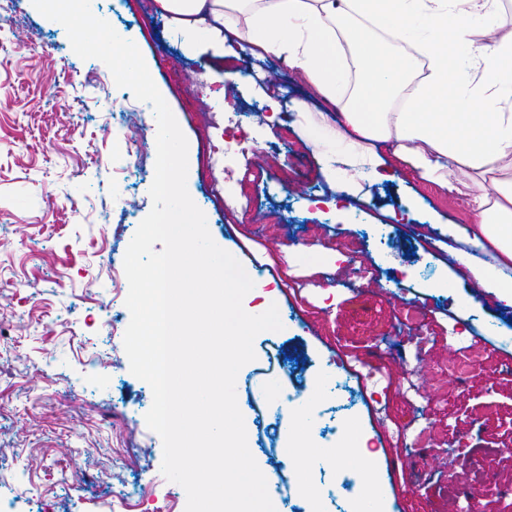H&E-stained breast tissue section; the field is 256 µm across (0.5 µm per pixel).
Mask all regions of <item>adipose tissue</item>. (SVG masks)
I'll use <instances>...</instances> for the list:
<instances>
[{
	"instance_id": "ef3b65f1",
	"label": "adipose tissue",
	"mask_w": 512,
	"mask_h": 512,
	"mask_svg": "<svg viewBox=\"0 0 512 512\" xmlns=\"http://www.w3.org/2000/svg\"><path fill=\"white\" fill-rule=\"evenodd\" d=\"M176 26L262 60L282 59L341 112L338 127L308 126L336 192L346 169L388 179L404 165L448 193L456 164L474 190L457 261L512 307V37L476 47L500 24L497 0H159ZM450 35L449 46L439 44ZM493 254L476 262L474 252Z\"/></svg>"
}]
</instances>
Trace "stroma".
I'll return each mask as SVG.
<instances>
[{
  "label": "stroma",
  "instance_id": "stroma-1",
  "mask_svg": "<svg viewBox=\"0 0 512 512\" xmlns=\"http://www.w3.org/2000/svg\"><path fill=\"white\" fill-rule=\"evenodd\" d=\"M92 11L138 46L186 136L187 189L212 238L274 294L283 328L255 337L257 361L278 354L283 390L314 393V425L300 434L314 465L254 453L269 486L285 470L312 489L279 501V512L292 502L345 512L342 473L357 489L373 482L380 512H512V345L496 340L512 335V311L473 293L455 261L448 227L468 223V197L440 195L401 167L322 202L329 185L299 125L327 107L281 59L258 72L244 56L187 52L158 0H92ZM228 72L240 81L225 82ZM108 73L80 59L32 0H0V279L27 283L0 293V501L17 512H101L108 499L114 512H185L186 492L162 474V441L145 422L153 395L130 371L131 315L111 280L152 208L156 119L149 110L113 122V100L130 91L100 83ZM194 80L206 96L190 92ZM281 88L308 111L270 121L267 97ZM219 113L240 114L249 137L230 204L210 185ZM128 135L137 152L123 146ZM381 224L393 231L384 246L365 237ZM397 291L422 327H399ZM376 355L386 382H352L341 406L328 387L337 360ZM353 432L363 446L338 468L324 451ZM481 475L493 491L470 494Z\"/></svg>",
  "mask_w": 512,
  "mask_h": 512
}]
</instances>
